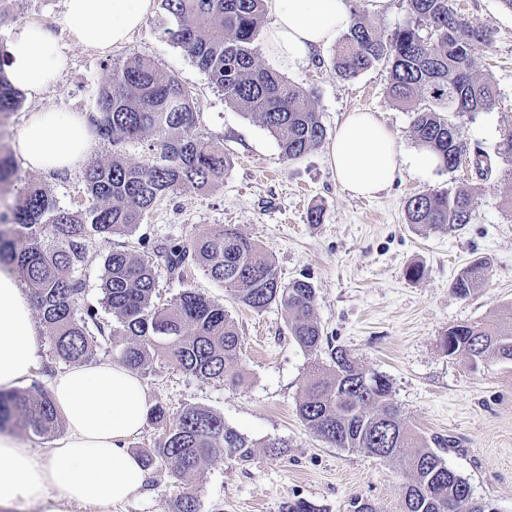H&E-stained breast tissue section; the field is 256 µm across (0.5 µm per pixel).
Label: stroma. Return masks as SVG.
Instances as JSON below:
<instances>
[{
	"instance_id": "35a3bbf8",
	"label": "stroma",
	"mask_w": 512,
	"mask_h": 512,
	"mask_svg": "<svg viewBox=\"0 0 512 512\" xmlns=\"http://www.w3.org/2000/svg\"><path fill=\"white\" fill-rule=\"evenodd\" d=\"M346 3L352 15L366 18L385 34L407 19L402 0ZM453 5L494 35L490 49L475 53L473 70L494 81L495 106L451 117L469 146L491 155L493 171L484 179L468 164L453 172L415 167L410 161L419 150L412 132L414 105L400 106L390 98L386 61L357 78H338L331 66L340 43L336 37L284 75L312 92L327 137H334L345 113H380L404 156L399 171L376 197L365 199L352 197L337 183L326 147L297 161L282 160L275 137L241 109L226 105L188 53L166 38L165 29L175 22L158 4L127 44L100 55L64 30L67 0H0V10L8 15L0 26V44L9 27L35 23L57 35L68 57L67 68L42 99H24L0 124V151L11 152L27 112L43 106L95 112L98 91L110 81L113 66L131 54L146 56L161 72L175 75L195 98L198 131L223 144L231 167L223 183L209 191H182L161 200L134 235L109 242L88 238V261L81 271L84 305L95 308L100 321L112 322L101 290L110 248L134 250L142 239L156 245L205 235L217 224L233 225L270 256L282 283L309 278L324 335L346 348L363 369L389 379L392 399L409 428L451 440L443 456L468 481L474 498L493 503L499 512H512V363L474 369L463 358L446 355L440 345L451 326L495 321L512 311V209L506 206L512 161L495 154L502 134L512 129V13L498 0H454ZM82 176L79 169L57 175L22 168L16 172L18 183L46 186L65 206L79 200ZM456 185L475 192L471 224L431 228L408 223V198ZM314 208L321 211L317 224L308 221ZM478 259L489 268L488 280L470 296H457L451 290L454 278ZM413 265L422 268L416 280L406 275ZM185 288L223 304L234 320L242 349L229 370L239 373L241 381L235 386L203 382L161 361L142 377L148 399L173 415L190 406L209 409L255 447L251 461L223 458L203 466L192 486L200 512H282L286 502L298 498L323 512H354L360 499L375 512H402L405 478L398 463L330 447L298 415L310 370L329 364L328 350L305 352L289 335L283 309H248L195 266L181 281L160 275L156 301L168 302ZM34 324L36 366L21 385L45 390L68 364L55 358L42 319ZM274 439L287 441V456L268 455L264 445ZM184 489L165 465L150 470L141 497L80 512H172Z\"/></svg>"
}]
</instances>
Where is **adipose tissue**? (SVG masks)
Returning a JSON list of instances; mask_svg holds the SVG:
<instances>
[{"label":"adipose tissue","mask_w":512,"mask_h":512,"mask_svg":"<svg viewBox=\"0 0 512 512\" xmlns=\"http://www.w3.org/2000/svg\"><path fill=\"white\" fill-rule=\"evenodd\" d=\"M265 5L271 17L265 49L284 69L311 58L352 22L345 0H265ZM152 8L153 0H68L62 24L104 54L127 43ZM5 49L10 82L32 98L41 97L68 65L55 35L36 24L11 29ZM92 147L85 114L51 108L28 113L13 140L21 166L45 174L80 168ZM401 157L390 129L369 111L348 113L328 147L337 182L358 198L375 197L389 184ZM36 348L31 302L12 272L1 269V388L28 376ZM49 390L67 434L45 458L0 434V507L38 503L45 512H71L75 506L138 497L147 470L126 442L141 433L151 409L139 375L105 360L58 373Z\"/></svg>","instance_id":"adipose-tissue-1"}]
</instances>
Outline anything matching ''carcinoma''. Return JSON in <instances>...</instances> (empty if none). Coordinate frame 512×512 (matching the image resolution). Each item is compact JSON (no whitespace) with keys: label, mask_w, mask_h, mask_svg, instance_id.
I'll return each mask as SVG.
<instances>
[{"label":"carcinoma","mask_w":512,"mask_h":512,"mask_svg":"<svg viewBox=\"0 0 512 512\" xmlns=\"http://www.w3.org/2000/svg\"><path fill=\"white\" fill-rule=\"evenodd\" d=\"M405 2L408 20L389 35L362 17L354 19L332 57V68L339 78L351 80L386 61L391 99L426 103L412 123L418 144L450 172L460 156L470 153L482 176L491 169L488 154L478 146L469 148L449 115L493 108V81L473 72L474 54L490 48L492 32L458 13L453 0ZM161 4L176 21L170 38L224 93L225 103L244 110L275 136L283 159H301L323 143L326 131L312 94L257 62L263 0ZM422 19L425 28L418 25ZM19 98L0 69V116L14 111ZM196 122L191 91L150 59L132 54L112 69V81L99 91L90 116L92 130L112 144V163L87 164L83 202L64 207L47 188L27 183L18 189L11 216L0 215V264L22 275L50 329L55 357L69 363L89 359L93 326L111 341L118 361L139 374L149 373L162 358L202 381L237 383L238 375L227 366L239 357L241 339L223 305L192 288L166 304L155 302L158 267L180 280L193 265L246 307L258 312L282 307L297 344L309 353L321 350L324 338L312 283L306 278L282 283L272 260L232 225L217 224L189 242L172 239L150 248L141 241L145 251L138 255L110 250L102 293L115 323L105 326L94 308L79 307L85 292L79 271L87 261L88 238L108 243L116 235H132L145 213L165 197L184 190L204 192L224 179L230 158L222 144L196 132ZM129 147L141 148L143 160L129 161ZM15 174L12 157L0 152V188L14 185ZM406 212L410 224L458 228L473 222L476 199L467 187L430 191L410 198ZM487 277V265L475 261L451 288L467 297ZM442 347L475 368L491 360L512 362V318L454 325L442 336ZM330 358L332 366L315 367L305 383L298 412L309 430L332 447L400 460L406 480L403 512H488L487 501L474 498L466 479L438 454L448 440L429 439L403 425L386 376L364 371L341 346L331 349ZM15 417L39 435L58 425L54 402L43 391L0 392V428ZM149 422L162 429V437L145 455L144 466L151 469L162 461L186 482L173 512H199L191 480L203 464L218 458L248 462L254 456L245 437L202 407H187L172 418L157 404ZM282 512L321 509L295 499Z\"/></svg>","instance_id":"1"}]
</instances>
